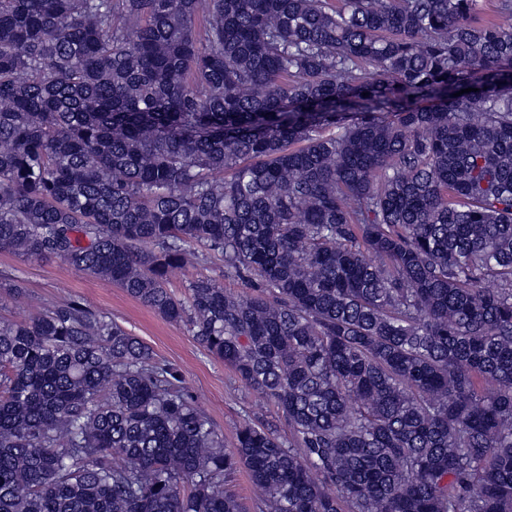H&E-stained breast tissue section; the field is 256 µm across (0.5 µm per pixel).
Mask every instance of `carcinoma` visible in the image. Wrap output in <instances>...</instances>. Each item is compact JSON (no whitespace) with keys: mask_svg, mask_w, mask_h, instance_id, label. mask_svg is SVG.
Instances as JSON below:
<instances>
[{"mask_svg":"<svg viewBox=\"0 0 512 512\" xmlns=\"http://www.w3.org/2000/svg\"><path fill=\"white\" fill-rule=\"evenodd\" d=\"M477 2L0 0V249L185 325L288 426L224 447L63 299L0 319V512H246L242 467L253 512H512V26ZM212 254L251 291L176 298Z\"/></svg>","mask_w":512,"mask_h":512,"instance_id":"obj_1","label":"carcinoma"}]
</instances>
